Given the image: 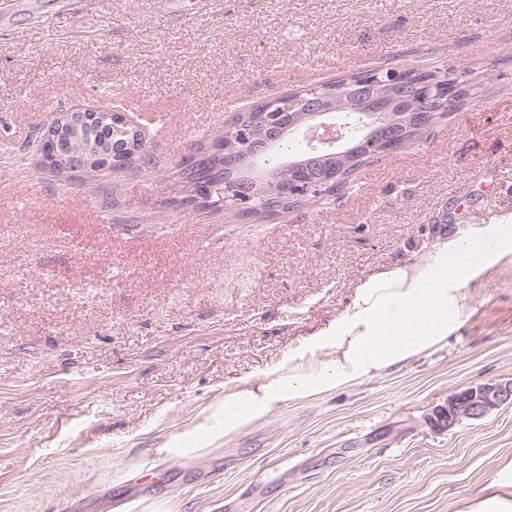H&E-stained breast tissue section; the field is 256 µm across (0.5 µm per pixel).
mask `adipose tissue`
<instances>
[{"label": "adipose tissue", "mask_w": 512, "mask_h": 512, "mask_svg": "<svg viewBox=\"0 0 512 512\" xmlns=\"http://www.w3.org/2000/svg\"><path fill=\"white\" fill-rule=\"evenodd\" d=\"M453 318L447 279L426 276L423 268H397L364 284L350 313L316 347V361L284 360L262 379L248 376L224 392V434L267 419L288 400L356 383L445 339ZM400 342H388L393 329Z\"/></svg>", "instance_id": "obj_1"}]
</instances>
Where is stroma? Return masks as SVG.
Listing matches in <instances>:
<instances>
[{
	"label": "stroma",
	"mask_w": 512,
	"mask_h": 512,
	"mask_svg": "<svg viewBox=\"0 0 512 512\" xmlns=\"http://www.w3.org/2000/svg\"><path fill=\"white\" fill-rule=\"evenodd\" d=\"M416 60L485 90L356 189L263 221L181 204L225 101ZM77 107L149 156L92 180L0 153V512H512V406L430 421L512 378V0H0V145ZM469 235L447 339L225 437L226 388ZM509 405H512V380L491 382L450 396L445 406L434 411L432 423L439 430L450 429L463 419H482Z\"/></svg>",
	"instance_id": "stroma-1"
}]
</instances>
